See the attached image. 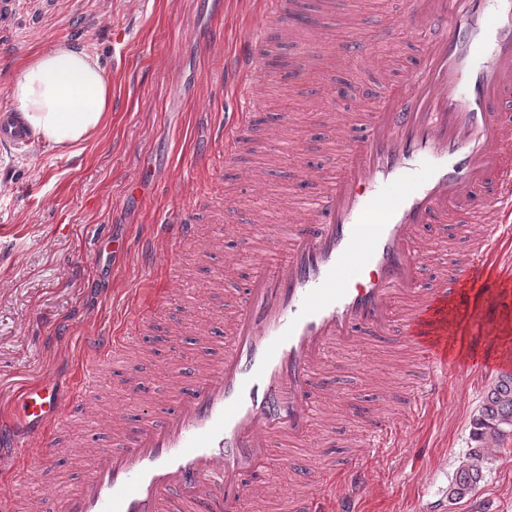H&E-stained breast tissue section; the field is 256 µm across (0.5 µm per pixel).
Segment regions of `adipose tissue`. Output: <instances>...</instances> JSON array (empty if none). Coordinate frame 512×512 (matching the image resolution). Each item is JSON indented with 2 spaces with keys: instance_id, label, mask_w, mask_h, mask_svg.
Here are the masks:
<instances>
[{
  "instance_id": "ef3b65f1",
  "label": "adipose tissue",
  "mask_w": 512,
  "mask_h": 512,
  "mask_svg": "<svg viewBox=\"0 0 512 512\" xmlns=\"http://www.w3.org/2000/svg\"><path fill=\"white\" fill-rule=\"evenodd\" d=\"M10 97L34 143L69 154L105 126L112 83L96 56L61 40L21 60Z\"/></svg>"
}]
</instances>
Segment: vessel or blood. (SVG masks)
<instances>
[{
	"label": "vessel or blood",
	"mask_w": 512,
	"mask_h": 512,
	"mask_svg": "<svg viewBox=\"0 0 512 512\" xmlns=\"http://www.w3.org/2000/svg\"><path fill=\"white\" fill-rule=\"evenodd\" d=\"M250 41L232 66L243 81L240 109L224 124V160L249 144L267 86L265 62L254 52L268 33L295 46L300 30L312 42L334 20L328 7L308 12L305 0H268ZM402 26L431 31L433 40L409 79L378 97L357 93L354 113L328 114L325 136L345 157L340 174L306 163L291 192L287 228L256 232L255 264L242 295L224 320L218 362L183 387L172 407L144 408L130 440L96 449L75 490L41 499V512H241L271 495L249 473L301 467L306 496L293 512H355L372 483L357 456L326 462L311 449L315 402L335 362L362 344L404 345L411 383L400 412L370 414L356 446L386 448L425 417L448 389L446 357L453 323L449 307L459 287L498 265L512 238V0H405ZM387 31L358 23L336 49L369 64ZM297 46V45H296ZM29 140L13 111L0 113V148ZM463 230L435 288L418 284L437 235ZM159 236L172 246L196 240L192 219H165ZM289 257L276 261L280 245ZM160 288L121 331L86 337L89 359L71 396L51 384L26 389L18 400L25 436H10L19 453L0 512H14L13 488L25 484L40 454L62 455L57 435L74 430V415L92 410L100 362L139 345L149 324L176 301Z\"/></svg>",
	"instance_id": "1"
}]
</instances>
